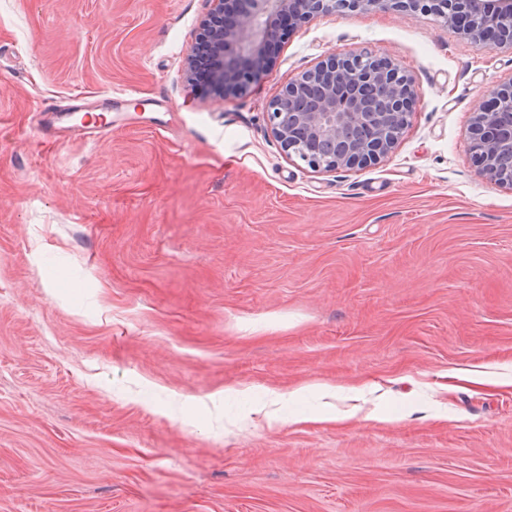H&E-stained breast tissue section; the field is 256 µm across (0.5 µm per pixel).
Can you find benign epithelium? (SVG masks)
<instances>
[{
  "mask_svg": "<svg viewBox=\"0 0 512 512\" xmlns=\"http://www.w3.org/2000/svg\"><path fill=\"white\" fill-rule=\"evenodd\" d=\"M208 32L212 79L237 93L264 78L272 62L263 47L283 31L329 10L424 9L476 44L512 45V0H211ZM411 79L391 63L376 67L365 52L320 62L291 81L268 104L267 119L287 155L313 168L364 167L397 145L413 114ZM469 152L490 179L512 186V83L484 100L473 115Z\"/></svg>",
  "mask_w": 512,
  "mask_h": 512,
  "instance_id": "7a95c632",
  "label": "benign epithelium"
}]
</instances>
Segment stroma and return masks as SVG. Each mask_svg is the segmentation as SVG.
Segmentation results:
<instances>
[{"label":"stroma","instance_id":"stroma-1","mask_svg":"<svg viewBox=\"0 0 512 512\" xmlns=\"http://www.w3.org/2000/svg\"><path fill=\"white\" fill-rule=\"evenodd\" d=\"M211 8L0 0V512H512V187L468 151L512 47L327 12L220 97L185 80ZM351 51L415 108L325 172L266 110Z\"/></svg>","mask_w":512,"mask_h":512}]
</instances>
